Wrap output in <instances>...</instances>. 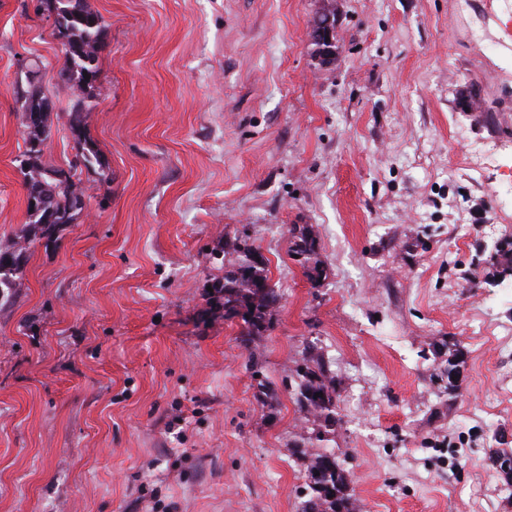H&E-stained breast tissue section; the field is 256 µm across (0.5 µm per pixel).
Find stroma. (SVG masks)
Listing matches in <instances>:
<instances>
[{"label": "stroma", "mask_w": 512, "mask_h": 512, "mask_svg": "<svg viewBox=\"0 0 512 512\" xmlns=\"http://www.w3.org/2000/svg\"><path fill=\"white\" fill-rule=\"evenodd\" d=\"M105 22L85 118L112 171L31 252L0 310V512H296L281 383L335 358L357 512H512V49L503 0H86ZM332 5L336 52L309 37ZM51 14L0 0V239L26 221L17 93L46 97L43 160L75 143ZM312 226L325 276L288 255ZM242 241L282 294L246 370L208 288ZM460 396L446 404L449 337ZM491 491L473 500L476 486Z\"/></svg>", "instance_id": "obj_1"}]
</instances>
